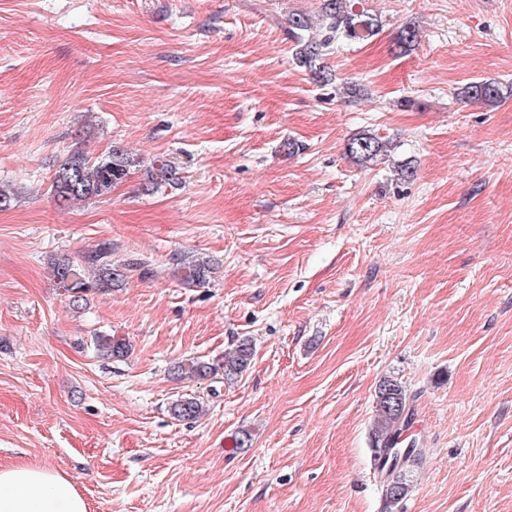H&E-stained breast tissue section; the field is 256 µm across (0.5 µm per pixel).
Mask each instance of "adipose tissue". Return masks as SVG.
<instances>
[{
	"instance_id": "ef3b65f1",
	"label": "adipose tissue",
	"mask_w": 512,
	"mask_h": 512,
	"mask_svg": "<svg viewBox=\"0 0 512 512\" xmlns=\"http://www.w3.org/2000/svg\"><path fill=\"white\" fill-rule=\"evenodd\" d=\"M0 512H88L65 476L28 465L0 468Z\"/></svg>"
}]
</instances>
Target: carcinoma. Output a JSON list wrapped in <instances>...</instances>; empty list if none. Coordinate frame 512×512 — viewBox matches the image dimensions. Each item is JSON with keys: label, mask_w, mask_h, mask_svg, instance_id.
<instances>
[{"label": "carcinoma", "mask_w": 512, "mask_h": 512, "mask_svg": "<svg viewBox=\"0 0 512 512\" xmlns=\"http://www.w3.org/2000/svg\"><path fill=\"white\" fill-rule=\"evenodd\" d=\"M321 33L307 36L311 29L306 14H294L289 19V32L295 43V60L305 68L314 82L326 85L332 73L325 57L334 44L345 40L361 41L373 35L377 20L353 9L352 0H322ZM419 30L412 21L399 30L395 49L405 54L415 49ZM506 87L497 81L470 83L462 88L461 96L468 100L494 105L505 96ZM384 152V144L370 134L353 136L347 143V153L362 163H368ZM139 159L127 150L114 146L108 152L91 157L82 151L73 152L54 173L51 192L60 204L74 200L100 198L126 181ZM173 168L157 160L145 171L142 191L152 194L167 185H174ZM141 266L139 262L116 264L112 262V242L102 241L83 257L82 264L69 258H58L51 263L56 283L69 294L72 305L77 306L92 292L118 288L127 279V272ZM213 274L212 263L203 257L178 256L173 260V276L187 286H200ZM95 349L109 358H122L129 352L125 340L108 335L93 338ZM254 350L251 343L241 342L232 354L209 360L193 359L174 367L177 377L183 379H213L219 375L226 379L243 373L251 364ZM376 409L371 429L372 453L375 469L383 479L387 501L398 503L409 493L408 468L418 461L414 447H399V438L409 428L413 412L407 391L396 379L385 377L375 391ZM173 414L191 421L204 412V403L196 397H186L172 406Z\"/></svg>", "instance_id": "cac0c4a2"}]
</instances>
